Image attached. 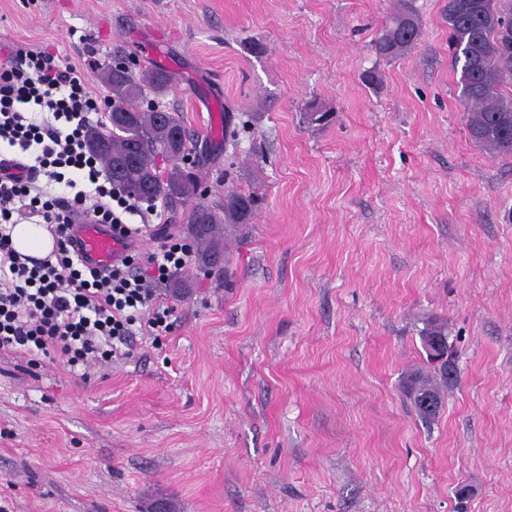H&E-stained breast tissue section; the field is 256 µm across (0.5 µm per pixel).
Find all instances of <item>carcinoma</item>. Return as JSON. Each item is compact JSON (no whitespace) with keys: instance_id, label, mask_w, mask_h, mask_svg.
<instances>
[{"instance_id":"1","label":"carcinoma","mask_w":512,"mask_h":512,"mask_svg":"<svg viewBox=\"0 0 512 512\" xmlns=\"http://www.w3.org/2000/svg\"><path fill=\"white\" fill-rule=\"evenodd\" d=\"M448 52L459 75L460 97L468 108L472 140L494 153L512 155V0H448ZM420 36L419 19L406 6L387 22L378 38L379 56L393 60L407 55ZM112 92L108 123L90 126L89 152L108 167L112 183L124 194L149 205L162 199L183 203L194 197L197 184L186 170L190 137L183 116L144 103L146 92L166 94L175 76L166 68H147L136 75L112 66L102 76ZM259 198L228 189L224 197L196 204L188 215L191 234L202 242L212 237L215 224L243 228L253 223ZM426 361L435 377L415 371L406 378V390L418 415L432 420L442 406L439 386H449L445 364L437 359L449 353L447 326L438 321L421 331Z\"/></svg>"}]
</instances>
